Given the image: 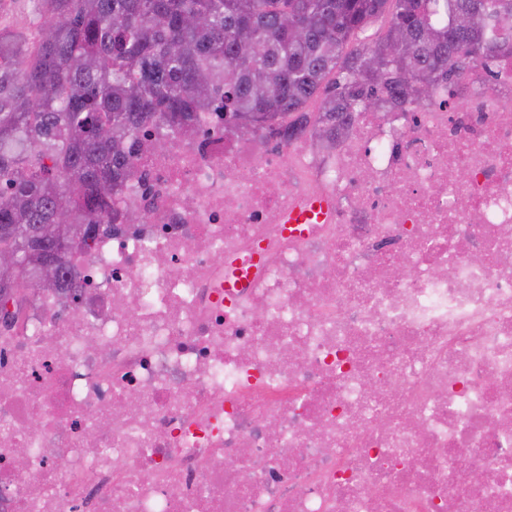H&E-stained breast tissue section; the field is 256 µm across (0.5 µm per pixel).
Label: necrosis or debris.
<instances>
[{
	"label": "necrosis or debris",
	"instance_id": "necrosis-or-debris-1",
	"mask_svg": "<svg viewBox=\"0 0 512 512\" xmlns=\"http://www.w3.org/2000/svg\"><path fill=\"white\" fill-rule=\"evenodd\" d=\"M316 151L162 129L0 322V512H512V57ZM315 197L332 209L291 233ZM395 266L406 277L391 276ZM482 480H472V471Z\"/></svg>",
	"mask_w": 512,
	"mask_h": 512
}]
</instances>
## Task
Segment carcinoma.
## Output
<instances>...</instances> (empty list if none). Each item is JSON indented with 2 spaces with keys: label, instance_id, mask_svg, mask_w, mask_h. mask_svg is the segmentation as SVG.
I'll return each instance as SVG.
<instances>
[{
  "label": "carcinoma",
  "instance_id": "carcinoma-1",
  "mask_svg": "<svg viewBox=\"0 0 512 512\" xmlns=\"http://www.w3.org/2000/svg\"><path fill=\"white\" fill-rule=\"evenodd\" d=\"M34 38L0 30V311L41 273L30 229L81 234L54 281L112 216L136 169L127 142L146 130L196 133L211 114L288 118L332 145L351 113L403 108L448 84V106L475 61L512 54V0H36ZM473 15L452 33L453 17ZM291 15L299 35L282 22ZM385 19L386 29L372 34ZM320 99L316 112L307 110Z\"/></svg>",
  "mask_w": 512,
  "mask_h": 512
}]
</instances>
